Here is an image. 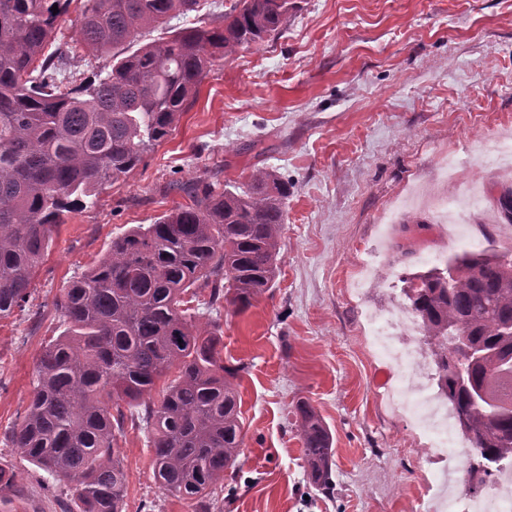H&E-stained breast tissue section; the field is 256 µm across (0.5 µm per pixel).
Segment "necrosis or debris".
I'll return each mask as SVG.
<instances>
[{"label":"necrosis or debris","instance_id":"necrosis-or-debris-1","mask_svg":"<svg viewBox=\"0 0 512 512\" xmlns=\"http://www.w3.org/2000/svg\"><path fill=\"white\" fill-rule=\"evenodd\" d=\"M367 321L375 343L403 383L396 398L398 411L407 415L417 406L424 411L421 422L430 431L426 449L442 464L441 480L463 473L468 451L459 446L448 405L439 395L436 366L431 357L408 342L409 337L420 332L416 316L409 308L399 306L371 312ZM434 510L512 512V478L493 483L489 492L478 494L464 504L451 499L449 495H439Z\"/></svg>","mask_w":512,"mask_h":512}]
</instances>
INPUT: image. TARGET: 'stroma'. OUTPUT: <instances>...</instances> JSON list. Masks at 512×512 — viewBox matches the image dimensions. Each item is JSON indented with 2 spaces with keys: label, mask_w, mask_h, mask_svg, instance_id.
I'll return each mask as SVG.
<instances>
[{
  "label": "stroma",
  "mask_w": 512,
  "mask_h": 512,
  "mask_svg": "<svg viewBox=\"0 0 512 512\" xmlns=\"http://www.w3.org/2000/svg\"><path fill=\"white\" fill-rule=\"evenodd\" d=\"M278 34L215 61L172 134L94 206L67 215L24 310L0 319V434L21 422L44 347L65 329L55 301L113 239L187 204L175 181L287 179L280 272L246 310L209 311L224 363L240 367L243 447L216 512H429L439 470L426 436L387 405L396 379L366 315L401 303L405 272L432 255L488 248L512 258L498 199L512 169L488 163L512 127V0H291ZM455 153L460 180L438 175ZM390 252L362 296L348 292L370 249ZM332 435L333 494L313 485L294 405ZM118 438L125 512H192L152 475L141 407ZM27 512L70 501L14 449L0 447Z\"/></svg>",
  "instance_id": "35a3bbf8"
}]
</instances>
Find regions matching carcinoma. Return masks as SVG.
Segmentation results:
<instances>
[{"label":"carcinoma","instance_id":"1","mask_svg":"<svg viewBox=\"0 0 512 512\" xmlns=\"http://www.w3.org/2000/svg\"><path fill=\"white\" fill-rule=\"evenodd\" d=\"M71 2L0 0V318L28 302L64 217L174 131L213 60L263 42L288 14V0H237L218 25L178 26L129 54L143 32L205 0H84L67 40L58 20ZM89 56L99 60L91 75L75 76L73 62ZM183 191L190 204L132 226L62 289L65 330L36 362L22 422L0 439L70 485L77 512H123L122 402L144 405L154 480L192 512H211L215 486L236 469V369L224 365L218 325L201 323L186 296L208 288V307L223 299L241 311L273 287L288 182L264 169ZM406 282L439 393L473 448L470 496L512 470V259L453 254ZM295 412L304 460L328 494L331 434L309 403Z\"/></svg>","mask_w":512,"mask_h":512}]
</instances>
